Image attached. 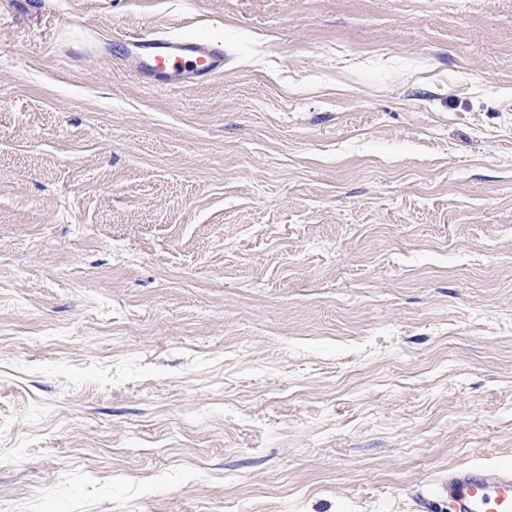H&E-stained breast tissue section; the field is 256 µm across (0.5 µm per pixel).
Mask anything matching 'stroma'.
<instances>
[{"label":"stroma","instance_id":"obj_1","mask_svg":"<svg viewBox=\"0 0 512 512\" xmlns=\"http://www.w3.org/2000/svg\"><path fill=\"white\" fill-rule=\"evenodd\" d=\"M471 463L512 468V0H0V512H426ZM133 42L143 46L146 69L170 80V86L192 87L224 72V54H217L210 44L203 41L163 38L145 33L133 38Z\"/></svg>","mask_w":512,"mask_h":512}]
</instances>
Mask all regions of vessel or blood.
I'll list each match as a JSON object with an SVG mask.
<instances>
[{"label":"vessel or blood","instance_id":"b4317fda","mask_svg":"<svg viewBox=\"0 0 512 512\" xmlns=\"http://www.w3.org/2000/svg\"><path fill=\"white\" fill-rule=\"evenodd\" d=\"M143 63L154 75L192 87L224 70V57L210 44L188 39L142 35ZM448 512H512V469L488 471L480 465L449 469L437 485Z\"/></svg>","mask_w":512,"mask_h":512}]
</instances>
